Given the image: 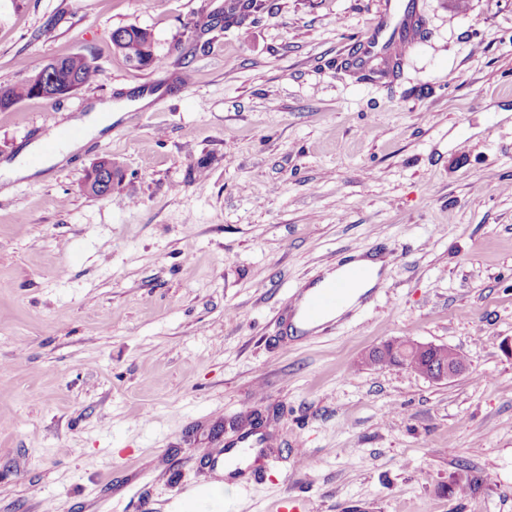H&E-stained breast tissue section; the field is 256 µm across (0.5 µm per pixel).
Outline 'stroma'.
Here are the masks:
<instances>
[{
  "instance_id": "35a3bbf8",
  "label": "stroma",
  "mask_w": 512,
  "mask_h": 512,
  "mask_svg": "<svg viewBox=\"0 0 512 512\" xmlns=\"http://www.w3.org/2000/svg\"><path fill=\"white\" fill-rule=\"evenodd\" d=\"M259 2L228 26L231 0H0V88L96 65L0 111V164L124 109L0 195V512H185L217 478L201 449L258 424L235 512L290 488L314 512H512V0H416L386 75L346 61L381 0ZM129 25L154 67L114 50ZM105 156L122 177L95 198ZM357 248L388 260L374 301L288 336L285 295ZM395 339L468 370L362 366ZM463 465L477 493L449 492ZM124 31V37L121 43H117L111 34L110 40L123 56L125 61L134 68L148 69L156 63V54L154 48V39L150 31L137 26L119 27L112 31ZM144 60H150L149 65L140 67L137 64ZM56 59L61 64L59 81H70L75 91L89 84L95 77L94 67L85 55L72 54L56 57ZM119 117L120 114L113 115L112 113V102L96 104L89 114L72 121L73 124L84 129L83 137L61 143L53 153H49L37 165L30 164L29 158L31 155L38 154L41 151V146L38 143L28 145L22 151V157L18 161L4 163V182L32 176L40 170L64 160L71 153L82 148L90 139L99 135L112 124L113 120H117ZM427 369L422 374L425 378L442 382L459 377L467 372L468 365L466 362L461 364L444 362L432 357L431 361H427Z\"/></svg>"
}]
</instances>
